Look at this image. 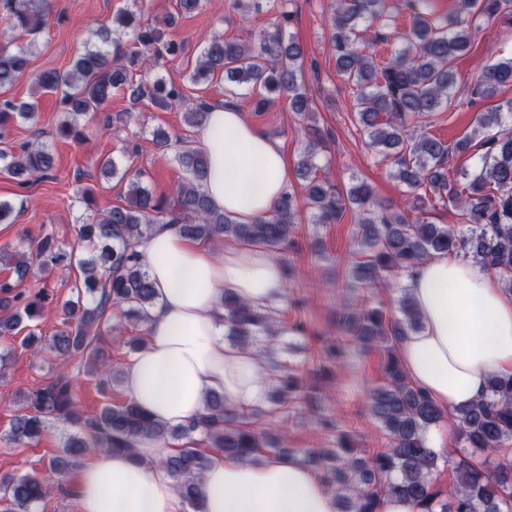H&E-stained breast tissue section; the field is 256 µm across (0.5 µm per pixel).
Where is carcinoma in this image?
<instances>
[{
    "instance_id": "carcinoma-1",
    "label": "carcinoma",
    "mask_w": 512,
    "mask_h": 512,
    "mask_svg": "<svg viewBox=\"0 0 512 512\" xmlns=\"http://www.w3.org/2000/svg\"><path fill=\"white\" fill-rule=\"evenodd\" d=\"M409 14L402 32L406 46L377 61L360 37L367 24L386 25L401 13L393 0H336L331 19V41L336 70L352 90L354 108L367 137V146L395 166L394 177L410 196V208L384 211L372 188L358 179L342 188L313 174L315 143L306 144L296 165L303 181L304 198L289 189L268 213L251 224H240L216 208L203 190L207 155L195 141H171L156 131L153 141L174 150V161L184 176L169 197H157L139 172L128 180L126 203L86 215L75 228L78 241L95 252L78 260L82 280L71 286V296L58 298L44 289L31 294L0 281V335L14 331L23 321L39 323L48 312L61 316L62 329L51 338L59 353L86 359L87 374L106 391L121 382L120 366L100 346V325L106 316H122L136 325L148 324L155 295L136 250L157 224H175L192 240L220 244L233 240L276 253L294 245L300 207L311 212L315 224H335L351 212L357 224L354 242L359 260L350 273L367 290L382 288L398 272L410 277L429 257L455 254L494 271L499 283L512 293V132L492 133L504 115L512 114V99L485 111L471 133L453 144L423 134H405L407 121L438 112L455 95L454 61L470 44V28L478 17L512 25V0H456L453 12L436 17L428 11L430 0H400ZM50 11V0H0V19L7 29L30 40L12 50L0 48V88L12 85L28 69L34 40ZM274 29L246 41L214 35L206 41L192 83L224 76V97L230 104L249 98L254 111L262 112L274 99L285 97L304 119L312 118L310 97L300 79L303 52L286 32L292 14H281ZM123 34L138 49L125 52L117 31L98 27L71 68L32 74L36 93L60 92L64 118L56 135L76 138L78 118L98 112L120 89L132 102L147 98L162 108L185 106L184 122L199 127L211 100H186L183 85L158 78L134 82L136 68L145 75L163 65L177 51L165 38L170 17L143 25L137 13L124 11L117 18ZM512 87V56L485 65L473 95L493 99ZM37 102L15 103L0 99V169L18 184L35 174L53 170L54 157L45 144L6 145L11 124L35 122ZM467 155L471 167L448 178V160ZM459 212L458 224H435L428 213L436 203ZM75 250H66L46 235L28 252L18 253L14 271L22 279L34 269L69 266ZM224 310V337L233 346L267 354L278 337L307 333L303 321L283 326L284 308H256L225 290L219 299ZM398 313L383 303L362 296L336 308V335L321 336L319 368L306 379L291 366L268 361L273 377L270 405L239 410L225 404L224 396L209 394L197 419L171 425L153 420L131 398L107 405L96 413L77 402L75 383L60 376L26 397L27 410L11 421L7 441L27 445L53 422L76 429L64 455L51 461V470L63 476L78 465L91 448L136 454L144 439L167 448L158 469L171 481L182 503L200 512L201 485L210 452L246 462L298 456L316 470L325 486L336 494L338 512H377L382 497L402 495L421 512H512V376L489 377L485 392L472 404L442 410L406 375L397 355L399 339L421 328L422 319L408 289H401ZM371 349L383 355V379L367 392L368 413L387 439L376 452L358 447L337 421L319 408L324 380L332 374L328 364L340 368L352 354ZM309 410L317 425L330 433L327 449L290 448L288 436L269 426L267 418L290 410ZM448 421L454 428L452 449L439 454L428 447L429 429ZM453 475V486L444 493L433 481L439 466ZM48 481L38 474L0 475V512H32L49 495Z\"/></svg>"
}]
</instances>
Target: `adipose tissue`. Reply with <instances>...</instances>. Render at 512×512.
<instances>
[{"instance_id":"adipose-tissue-1","label":"adipose tissue","mask_w":512,"mask_h":512,"mask_svg":"<svg viewBox=\"0 0 512 512\" xmlns=\"http://www.w3.org/2000/svg\"><path fill=\"white\" fill-rule=\"evenodd\" d=\"M208 156L204 190L243 224L268 212L288 184L282 144L251 125L232 104L215 103L196 129ZM156 295L147 345L124 368L128 396L154 419L181 424L196 417L204 396L227 405H266L271 380L258 355L224 340L218 306L230 290L256 307L278 306L282 268L267 252L236 248L216 257L169 224L140 241ZM422 318L403 336L398 357L409 378L441 408L469 404L493 375L512 374V293L489 271L453 255L423 263L405 282ZM152 442L135 455L95 451L78 469L80 512H181L171 482L154 465ZM202 512H338L335 496L299 459L245 463L213 454L204 472Z\"/></svg>"}]
</instances>
